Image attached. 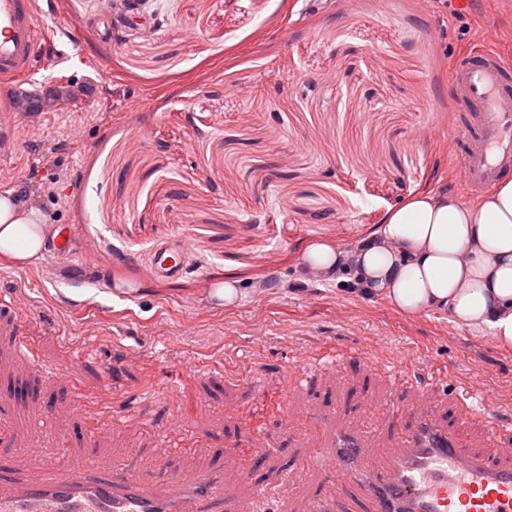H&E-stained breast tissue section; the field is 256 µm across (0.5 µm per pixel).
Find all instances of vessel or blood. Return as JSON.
<instances>
[{
	"label": "vessel or blood",
	"instance_id": "1",
	"mask_svg": "<svg viewBox=\"0 0 512 512\" xmlns=\"http://www.w3.org/2000/svg\"><path fill=\"white\" fill-rule=\"evenodd\" d=\"M56 30L53 13L39 0H0V88L30 80ZM448 80L456 103L452 144L460 189L476 196L512 175V62L484 28L476 45L454 58ZM25 131L20 113L0 103V144L16 145ZM50 245L66 259L78 250L65 227L54 230ZM185 248L178 238L158 245L151 255L156 273L179 276ZM419 398L429 410L410 412L393 401L394 446L377 455L350 422L320 424L314 465L349 488L363 512H512V448L478 447L433 413L439 398L433 384L423 383ZM460 412L487 438L512 436V419L480 396L461 404ZM69 455L65 447L54 456L27 451L29 476L0 479V512H239L225 493L221 470L145 478L125 469L99 470L90 459L74 466Z\"/></svg>",
	"mask_w": 512,
	"mask_h": 512
}]
</instances>
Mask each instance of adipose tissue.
<instances>
[{"instance_id":"ef3b65f1","label":"adipose tissue","mask_w":512,"mask_h":512,"mask_svg":"<svg viewBox=\"0 0 512 512\" xmlns=\"http://www.w3.org/2000/svg\"><path fill=\"white\" fill-rule=\"evenodd\" d=\"M44 242L36 214L0 198V255L23 264ZM304 263L324 278L351 269L362 296L383 297L408 316L449 312L460 327L512 347V179L474 204L454 192L417 194L353 250L316 241Z\"/></svg>"}]
</instances>
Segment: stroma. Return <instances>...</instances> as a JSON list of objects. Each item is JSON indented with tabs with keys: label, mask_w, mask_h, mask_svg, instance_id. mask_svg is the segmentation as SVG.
<instances>
[{
	"label": "stroma",
	"mask_w": 512,
	"mask_h": 512,
	"mask_svg": "<svg viewBox=\"0 0 512 512\" xmlns=\"http://www.w3.org/2000/svg\"><path fill=\"white\" fill-rule=\"evenodd\" d=\"M54 2L63 33L26 87L73 103L24 115L40 134L0 156V190L81 250L70 264L0 257V293L29 316L22 338L0 318L14 434L0 474L61 435L105 469L223 467L241 512H261L258 483L307 512L326 488L316 416L343 413L370 448L391 447L389 370L512 408V348L302 263L314 241L351 249L412 195L456 190L448 69L487 25L512 60V0H143L136 24L103 0ZM171 238L192 249L164 280L149 255ZM224 282L234 305L215 296ZM292 366L312 374L289 391ZM76 387L86 410L68 404Z\"/></svg>",
	"instance_id": "stroma-1"
}]
</instances>
